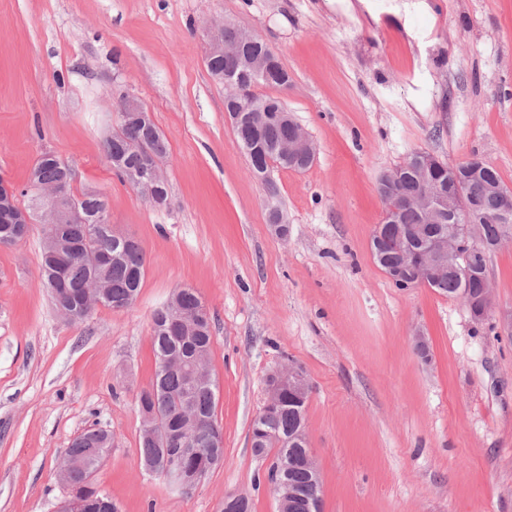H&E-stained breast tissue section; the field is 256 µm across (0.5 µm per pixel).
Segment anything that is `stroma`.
Masks as SVG:
<instances>
[{"mask_svg": "<svg viewBox=\"0 0 512 512\" xmlns=\"http://www.w3.org/2000/svg\"><path fill=\"white\" fill-rule=\"evenodd\" d=\"M208 22L257 33L290 76L275 90L317 147L267 196L208 71ZM144 104L169 143L171 203L115 176L112 97ZM415 150L490 161L512 189V0H0V178L41 152L103 192L146 254L133 306L71 323L39 278V229L0 247V512H57L72 440L115 445L96 483L120 512H278L251 424L283 362L312 385L306 420L322 512H512V242L492 252V308L395 287L369 251L379 177ZM195 289L212 320L224 463L182 494L139 464L153 312ZM423 336L427 357L414 350Z\"/></svg>", "mask_w": 512, "mask_h": 512, "instance_id": "35a3bbf8", "label": "stroma"}]
</instances>
